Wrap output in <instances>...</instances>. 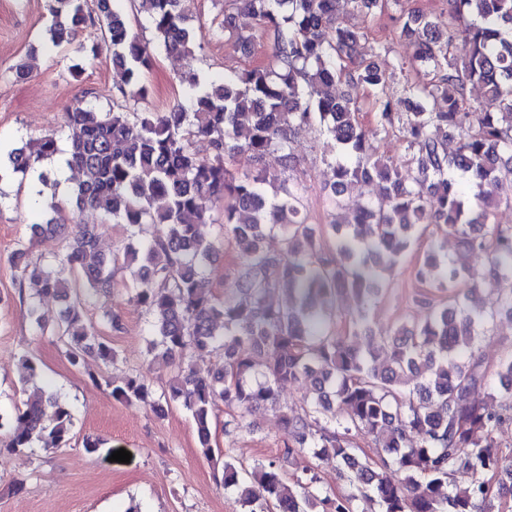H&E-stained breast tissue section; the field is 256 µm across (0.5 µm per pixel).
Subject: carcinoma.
<instances>
[{
    "label": "carcinoma",
    "mask_w": 512,
    "mask_h": 512,
    "mask_svg": "<svg viewBox=\"0 0 512 512\" xmlns=\"http://www.w3.org/2000/svg\"><path fill=\"white\" fill-rule=\"evenodd\" d=\"M341 1L365 23L397 13L400 37L414 47L410 62H397L404 73L399 87L390 86L376 61L385 44L364 56L367 27L337 21ZM138 2L150 41L131 31L111 0H49L48 41L80 52L78 34L100 32L92 50L111 53L122 83L108 110L80 102L65 113L66 164L81 177L65 199L41 202L51 218L30 226L34 237L63 236V251L33 262L23 245L8 258L19 286L39 285L27 316L41 325L42 298H55L56 335L69 363L82 368L88 356L109 363L115 352L87 323L83 297L108 294L115 272L129 270V302L148 316L151 350L172 375L158 399L137 374L112 388V397L156 412L162 400L183 406L209 459L218 403L239 424L274 404L279 388L313 378V396L280 412L282 453L250 471L226 460L216 477L237 490L247 512H309L317 502L322 512H494L496 501L512 497V455L496 439L512 422V352L492 365L478 341L497 313L512 315V288L502 289L498 308L486 312L476 286L461 291L466 273L430 248L415 279L421 286L438 282L448 296L415 292L423 321L386 331H374L366 313L382 298L385 274L420 239L421 224L489 253L490 278L512 281V227L479 230L492 210L512 206V0H448V15L440 17L407 12L402 0H229L218 30L251 53L255 36L237 25L238 13L249 14L273 39L270 61L219 81L184 73L185 99L167 112L137 108L150 97L144 74L156 52L192 56L203 49V36L187 0ZM456 39L469 46L460 62L448 56ZM343 80L369 91L375 132L406 144V166L375 157L359 122L361 104L338 91ZM469 84L496 110L471 108ZM310 125L320 126L330 156L324 191L331 246L303 213L306 185L291 177L292 136ZM198 137L209 143L206 156L194 148ZM57 153L56 133H47L31 151H11L12 171L25 174ZM275 153L278 171L231 170L238 157L260 161ZM375 180L381 197L344 215L348 186ZM226 196L232 204L218 225L212 205ZM69 207L125 225L122 255L99 250L93 224L67 232ZM213 225L217 232L209 236L204 228ZM269 235L280 238L276 254L264 247ZM226 244L242 266L233 291L220 297L208 286L207 268ZM279 290L288 292V304L274 306L269 297ZM348 296L362 307L350 324L337 307ZM217 350L221 365L206 377L197 373L193 358ZM482 389L498 409L472 397ZM6 426L8 448L36 440L58 448L70 441L72 410L56 392H40L15 405L9 419L0 414V429ZM360 438L370 440L372 453ZM304 449L317 459L333 452L352 473L351 490L313 493L322 480L312 466L288 476L286 462ZM488 473L496 482L485 480Z\"/></svg>",
    "instance_id": "cac0c4a2"
}]
</instances>
